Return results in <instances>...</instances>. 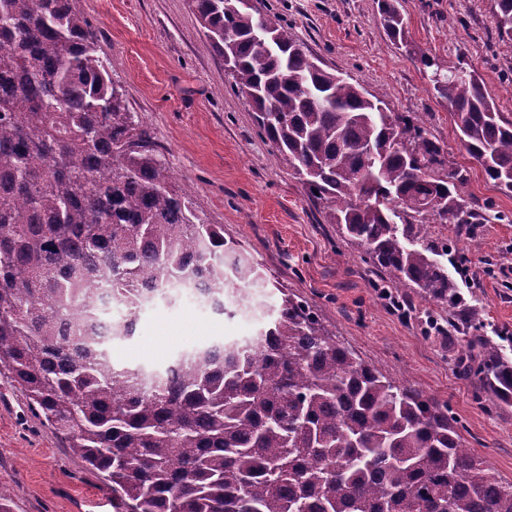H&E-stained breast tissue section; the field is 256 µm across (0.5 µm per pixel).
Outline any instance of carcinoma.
<instances>
[{
  "label": "carcinoma",
  "mask_w": 512,
  "mask_h": 512,
  "mask_svg": "<svg viewBox=\"0 0 512 512\" xmlns=\"http://www.w3.org/2000/svg\"><path fill=\"white\" fill-rule=\"evenodd\" d=\"M279 163L323 220L397 287L474 322L429 224L478 220L467 168L419 116L324 69L274 13L244 0H188ZM512 43V0H491ZM409 47L400 0H379ZM460 141L512 192V121L474 70L438 74ZM440 75L434 80L432 76ZM97 276L125 315L92 331ZM209 286L244 311L265 279L224 227L172 184L158 146L99 54L81 0H0V365L71 453L112 486L113 512H512L497 480L450 423L448 406L336 342L288 295L256 335L181 355L162 371L118 366L112 340L178 286ZM512 403V359L467 365Z\"/></svg>",
  "instance_id": "1"
}]
</instances>
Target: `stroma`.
Returning a JSON list of instances; mask_svg holds the SVG:
<instances>
[{"label": "stroma", "mask_w": 512, "mask_h": 512, "mask_svg": "<svg viewBox=\"0 0 512 512\" xmlns=\"http://www.w3.org/2000/svg\"><path fill=\"white\" fill-rule=\"evenodd\" d=\"M280 15L308 51L392 111L422 116L430 137L469 169L464 189L480 224H432L450 240L448 270L481 311L479 335L512 348V192L488 181L460 144L447 103L417 60L391 45L377 0H250ZM100 54L130 111L150 131L176 187L189 190L207 223L272 283L253 313L217 316L182 296L142 310L132 338L112 344L118 365L165 367L179 353L254 336L282 294L306 300L339 342L364 362L448 406L468 448L512 483V405L463 373V334L448 312L413 288H390L260 136L249 102L224 73L187 0H82ZM415 48L442 64L465 62L512 120V44L499 40L490 0H401ZM0 486L12 512H112V489L72 455L0 368Z\"/></svg>", "instance_id": "35a3bbf8"}]
</instances>
